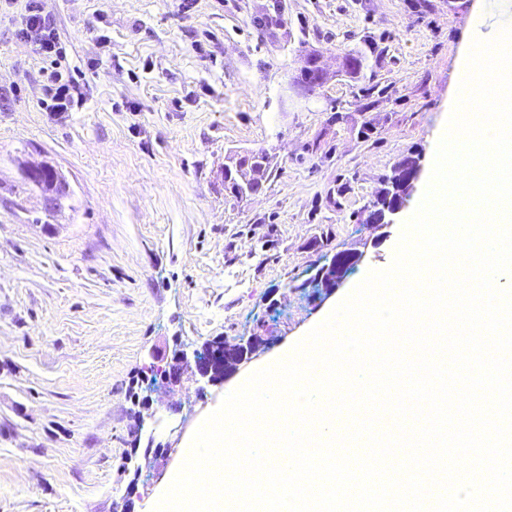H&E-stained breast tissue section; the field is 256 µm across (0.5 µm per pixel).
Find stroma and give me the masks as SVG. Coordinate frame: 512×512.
I'll return each instance as SVG.
<instances>
[{"label":"stroma","mask_w":512,"mask_h":512,"mask_svg":"<svg viewBox=\"0 0 512 512\" xmlns=\"http://www.w3.org/2000/svg\"><path fill=\"white\" fill-rule=\"evenodd\" d=\"M60 70L84 106L41 105L46 63L0 0V512H113L135 414L183 442L242 376L294 346L370 270L387 268L425 190L378 235L367 207L403 158L430 169L473 37L512 0H48ZM327 82L294 90L307 53ZM360 56L357 76L342 56ZM265 152L258 195L224 189V157ZM67 179L62 209L16 206L18 164ZM361 253L329 295L314 265ZM261 336L216 386L150 385L149 352ZM177 459L142 467L145 512Z\"/></svg>","instance_id":"35a3bbf8"}]
</instances>
